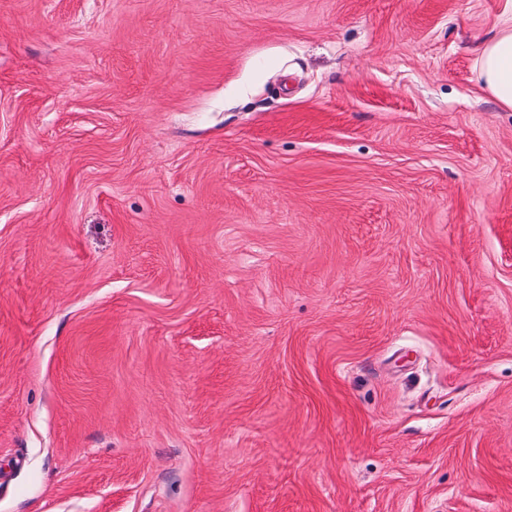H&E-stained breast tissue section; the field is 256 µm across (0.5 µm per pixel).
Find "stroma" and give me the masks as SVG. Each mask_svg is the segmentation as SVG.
<instances>
[{
  "mask_svg": "<svg viewBox=\"0 0 512 512\" xmlns=\"http://www.w3.org/2000/svg\"><path fill=\"white\" fill-rule=\"evenodd\" d=\"M512 0H0V512H512ZM478 80L499 108L512 111V23L485 43L476 60Z\"/></svg>",
  "mask_w": 512,
  "mask_h": 512,
  "instance_id": "obj_1",
  "label": "stroma"
}]
</instances>
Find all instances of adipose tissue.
<instances>
[{
  "mask_svg": "<svg viewBox=\"0 0 512 512\" xmlns=\"http://www.w3.org/2000/svg\"><path fill=\"white\" fill-rule=\"evenodd\" d=\"M476 68L482 88L499 108L512 111V24L480 48Z\"/></svg>",
  "mask_w": 512,
  "mask_h": 512,
  "instance_id": "adipose-tissue-1",
  "label": "adipose tissue"
}]
</instances>
